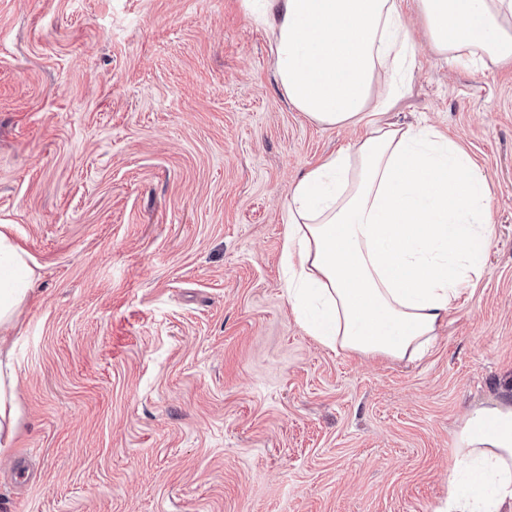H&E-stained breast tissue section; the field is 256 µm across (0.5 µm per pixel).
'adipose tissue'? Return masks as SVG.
Instances as JSON below:
<instances>
[{
	"mask_svg": "<svg viewBox=\"0 0 512 512\" xmlns=\"http://www.w3.org/2000/svg\"><path fill=\"white\" fill-rule=\"evenodd\" d=\"M272 34L288 101L327 126L364 135L289 191L283 247L288 300L320 343L412 358L484 270L495 236L487 179L436 127L384 121L415 69L401 0H243ZM425 35L467 69L512 67V0H418ZM35 282L0 225V349ZM17 380L0 364V454L16 433ZM450 486L437 512H512V401L472 409L455 433Z\"/></svg>",
	"mask_w": 512,
	"mask_h": 512,
	"instance_id": "obj_1",
	"label": "adipose tissue"
}]
</instances>
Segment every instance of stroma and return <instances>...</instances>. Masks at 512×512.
<instances>
[{"instance_id": "35a3bbf8", "label": "stroma", "mask_w": 512, "mask_h": 512, "mask_svg": "<svg viewBox=\"0 0 512 512\" xmlns=\"http://www.w3.org/2000/svg\"><path fill=\"white\" fill-rule=\"evenodd\" d=\"M386 118L459 143L497 229L414 362L288 300V193L361 132L288 103L241 0H0V224L38 274L0 512H436L463 417L512 397V69L417 44Z\"/></svg>"}]
</instances>
